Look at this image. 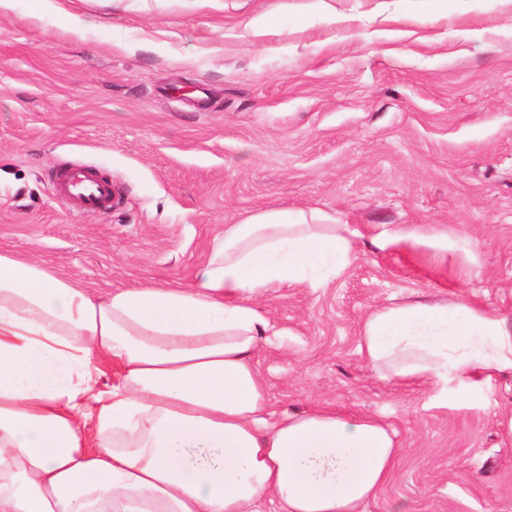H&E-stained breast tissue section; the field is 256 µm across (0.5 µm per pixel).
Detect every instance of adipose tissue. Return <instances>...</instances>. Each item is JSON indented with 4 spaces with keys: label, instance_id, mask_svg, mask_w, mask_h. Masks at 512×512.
I'll return each mask as SVG.
<instances>
[{
    "label": "adipose tissue",
    "instance_id": "adipose-tissue-1",
    "mask_svg": "<svg viewBox=\"0 0 512 512\" xmlns=\"http://www.w3.org/2000/svg\"><path fill=\"white\" fill-rule=\"evenodd\" d=\"M359 233L317 211L228 224L187 288L99 296L0 252V512H362L401 454L379 419L310 407L274 415L255 357L270 289H317ZM380 250L447 234L385 224ZM370 366L422 377L433 402L512 370V327L464 298L390 303L360 329Z\"/></svg>",
    "mask_w": 512,
    "mask_h": 512
}]
</instances>
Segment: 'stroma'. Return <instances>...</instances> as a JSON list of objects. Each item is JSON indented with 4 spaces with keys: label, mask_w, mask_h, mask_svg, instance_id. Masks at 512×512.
<instances>
[{
    "label": "stroma",
    "mask_w": 512,
    "mask_h": 512,
    "mask_svg": "<svg viewBox=\"0 0 512 512\" xmlns=\"http://www.w3.org/2000/svg\"><path fill=\"white\" fill-rule=\"evenodd\" d=\"M12 0L0 9V251L101 294L190 286L228 224L320 210L359 231L326 287L273 289L255 367L275 412L373 415L402 454L364 512H512V372L441 406L359 349L389 300L512 322V0ZM277 18L258 49L246 22ZM84 20L79 34L70 17ZM96 167L117 201L54 184ZM384 224L457 242L373 251Z\"/></svg>",
    "instance_id": "stroma-1"
}]
</instances>
